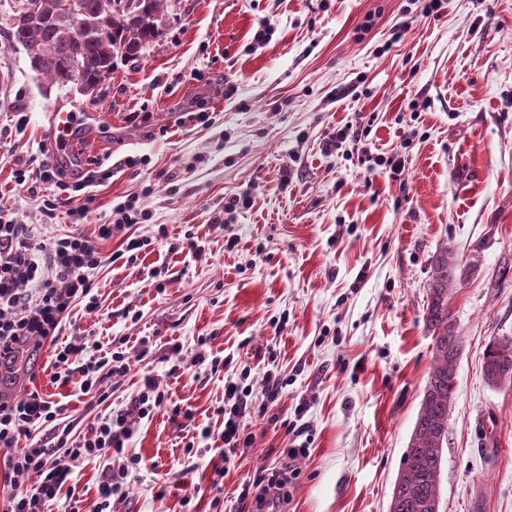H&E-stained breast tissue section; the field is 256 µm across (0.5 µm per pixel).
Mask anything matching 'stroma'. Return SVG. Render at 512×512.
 <instances>
[{"label": "stroma", "mask_w": 512, "mask_h": 512, "mask_svg": "<svg viewBox=\"0 0 512 512\" xmlns=\"http://www.w3.org/2000/svg\"><path fill=\"white\" fill-rule=\"evenodd\" d=\"M15 2L0 0V208L42 239L88 235L136 195L152 243L97 274L96 312L70 313L132 361L107 404L86 410L73 385L52 382L47 345L0 389L66 403L82 435L149 374L213 431L193 437L163 410L142 419L141 468L118 512H252L242 485L299 446L284 512H388L433 364L425 310L444 243L474 271L448 298L462 352L440 512H512V381L482 372L490 338L512 336V0H445L429 17L414 0H171L161 40L116 57L92 100L31 70L8 34ZM57 108L109 119L95 136L111 176L86 187L83 224L44 216L54 186L15 183L41 159ZM395 153L397 176L375 163ZM239 196L246 206L228 211ZM202 351L223 368L192 366ZM269 370L286 385L267 405ZM228 381L257 410L218 481ZM104 466L76 468L74 496L52 512H92Z\"/></svg>", "instance_id": "35a3bbf8"}]
</instances>
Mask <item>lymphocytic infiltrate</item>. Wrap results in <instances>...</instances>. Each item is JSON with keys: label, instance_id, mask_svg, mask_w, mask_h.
<instances>
[{"label": "lymphocytic infiltrate", "instance_id": "lymphocytic-infiltrate-1", "mask_svg": "<svg viewBox=\"0 0 512 512\" xmlns=\"http://www.w3.org/2000/svg\"><path fill=\"white\" fill-rule=\"evenodd\" d=\"M59 175L56 165L45 157L33 175L18 171L16 181L23 187L33 177L56 185L58 193L46 203V212L60 209L66 223H84L90 206L74 203L72 198L83 190V181L69 184ZM112 212L114 221L96 225L91 235L70 233L39 242L33 225L22 223L12 210L0 209V366L21 348L37 349L56 341L75 305L96 310L95 274L124 254L137 261L138 250L148 246V239L127 235L146 219L136 198L116 204ZM118 232L125 235L122 251L102 252L100 242L111 240ZM53 356V381L73 384L91 406L106 401L105 380L130 370L125 352L104 355L94 344L71 342L54 349ZM164 397L158 381L145 377L125 407L112 411L78 439L73 438L72 423L65 418L66 406L51 397L35 391L15 398L0 397V464L9 482L6 512H50L75 468L98 457L105 459L107 466L92 512H112L116 503L126 499L128 477L140 464L139 457L129 450L137 426L162 408ZM252 408L249 389L233 382L225 384L220 409L223 447L214 476L223 477L234 462L242 445L240 423ZM35 433L40 439L34 443L30 437ZM303 454L300 448L283 449L279 465L254 478L253 489H242V497H253L257 512H273L287 501L289 487L299 476L296 462Z\"/></svg>", "mask_w": 512, "mask_h": 512}]
</instances>
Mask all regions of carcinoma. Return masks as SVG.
<instances>
[{
    "mask_svg": "<svg viewBox=\"0 0 512 512\" xmlns=\"http://www.w3.org/2000/svg\"><path fill=\"white\" fill-rule=\"evenodd\" d=\"M84 16L98 22L91 33L77 32L67 17L57 15V0H43L47 20L31 21L15 5L10 37L27 52L31 69L52 84L66 87L75 67L83 81L99 90L112 73L115 57H138L157 42L162 29L152 17L165 11L166 0H79ZM466 269L453 249L442 246L431 260L430 301L425 321L433 342L429 372L403 468L394 483L389 512H436L448 420L455 402L454 367L462 351L461 336L448 309V296ZM495 364L512 379V336L493 337L484 365Z\"/></svg>",
    "mask_w": 512,
    "mask_h": 512,
    "instance_id": "carcinoma-1",
    "label": "carcinoma"
}]
</instances>
